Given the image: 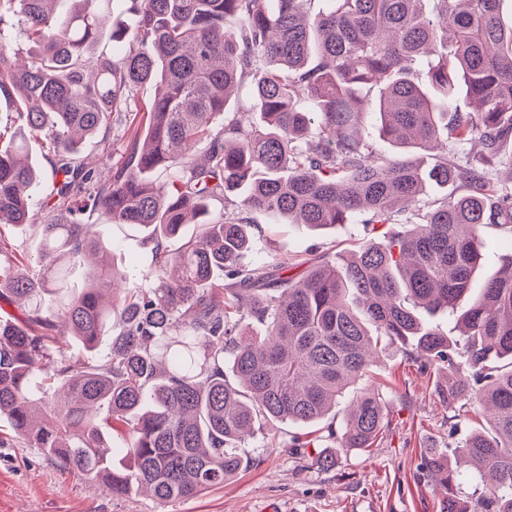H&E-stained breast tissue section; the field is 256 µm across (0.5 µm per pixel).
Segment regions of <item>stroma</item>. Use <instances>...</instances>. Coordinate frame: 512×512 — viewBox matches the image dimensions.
I'll return each instance as SVG.
<instances>
[{
	"label": "stroma",
	"instance_id": "35a3bbf8",
	"mask_svg": "<svg viewBox=\"0 0 512 512\" xmlns=\"http://www.w3.org/2000/svg\"><path fill=\"white\" fill-rule=\"evenodd\" d=\"M154 93L151 86L138 89V111L114 124L109 146L94 139L83 143V153L92 156L97 169L106 172L120 165L128 131L144 123L140 108L149 104ZM32 160L41 175L33 193V224L25 229L0 227V237L9 241L27 271L36 268L33 227L49 218L39 201L51 187V169L42 154L34 153ZM252 219L263 227L254 241L256 260L276 259L289 276L301 275L307 259L352 251L369 235L381 239L390 231L386 225L370 231L358 218L325 234L301 224L273 225L258 213ZM93 233L114 246L116 265L128 272L130 285H138L152 265L141 232L112 222L94 228ZM440 376L437 366L422 367L397 348H386L366 376L346 390L335 409L337 418H344L353 397L378 388L391 427L379 436L374 448L349 452L339 467L324 472L315 463L317 449L291 445L292 436L302 433V426L281 423L242 442L239 452L247 464L234 479L197 497L165 505L141 493L112 496L101 483L10 439L8 424L1 419L0 512H442L445 493L423 474L424 456L432 448L447 452L487 421L480 413L459 417L457 408L442 403L435 392Z\"/></svg>",
	"mask_w": 512,
	"mask_h": 512
}]
</instances>
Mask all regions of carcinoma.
<instances>
[{
    "label": "carcinoma",
    "mask_w": 512,
    "mask_h": 512,
    "mask_svg": "<svg viewBox=\"0 0 512 512\" xmlns=\"http://www.w3.org/2000/svg\"><path fill=\"white\" fill-rule=\"evenodd\" d=\"M57 2L0 0V32L16 27L28 46L0 45V99L16 112V128L0 131V224H30L32 152L52 155L53 181L38 273L0 241V302L21 309L0 317V419L14 437L115 497L191 498L238 474L251 431L323 423L384 339L448 364L438 396L487 413V430L455 451L492 477L480 505L458 496L451 462L425 458L448 491L443 512H512V252L473 291L482 229L512 234V177L496 203L483 193L487 171L512 168L502 0H434L431 13L424 0H120L133 25L112 26L117 52L98 48L101 0H71L62 22ZM144 83L155 86L144 128L105 178L81 144L108 143ZM243 86L254 119L232 107ZM461 90L477 111H457ZM364 113L395 153L377 154L359 133ZM473 140L481 150L464 152ZM205 142L198 162L191 148ZM152 170L167 179L148 180ZM456 182L467 191L423 199ZM214 201L233 206L217 222L206 219ZM254 212L314 231L357 215L402 229L347 258L320 256L297 278L249 260ZM88 213L148 231L146 285L117 291L124 273ZM195 220L200 232L182 236ZM172 238L182 239L174 251ZM77 267L81 292L46 313L42 296ZM440 311L458 314L462 335L420 316ZM114 317L120 330L97 355ZM389 426L379 390L361 392L341 432L330 422L318 437L338 441L319 469Z\"/></svg>",
    "instance_id": "cac0c4a2"
}]
</instances>
